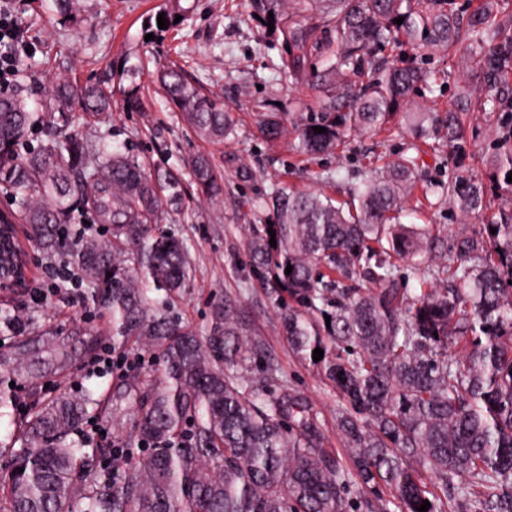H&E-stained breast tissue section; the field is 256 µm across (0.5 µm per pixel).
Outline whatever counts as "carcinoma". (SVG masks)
I'll use <instances>...</instances> for the list:
<instances>
[{
    "label": "carcinoma",
    "instance_id": "cac0c4a2",
    "mask_svg": "<svg viewBox=\"0 0 512 512\" xmlns=\"http://www.w3.org/2000/svg\"><path fill=\"white\" fill-rule=\"evenodd\" d=\"M252 4L273 13L275 34L290 48L272 74L316 93L318 115L298 130V152L339 153L353 134L391 130L396 116L419 139L415 155L368 171L346 201L277 187L264 201L277 222L246 243L253 272L288 296L280 324L293 351L323 350L317 365L339 396L336 425L350 460L321 447L299 399L262 396L279 368L245 336L237 302L224 301L206 336L172 313L193 286L192 267L183 240L155 236L153 226L165 210L182 209L181 178L72 131L74 107L96 119L111 110L112 74L81 87L62 79L46 92L45 140L36 147L26 140L39 121L27 97L0 95V191L18 205L0 211V225L29 224L45 249L67 253L92 304L109 313L112 346L149 351L160 366L146 380L123 378L135 434L122 441L127 454L108 477L96 469L111 449L88 452L90 442L72 438L96 405L93 394L37 403L17 430L22 448L6 512H416L425 500L428 512H512V207L487 214L492 187L512 192V148L487 160L494 180L463 177L448 187L463 214L486 215L477 235L461 239L456 263L434 260L432 227L401 222L428 139L452 148L466 141L468 87L443 111L411 104L418 89L445 78L416 59L457 54L460 17L449 0ZM466 25L483 82L511 75L512 37L503 36L492 4ZM312 57L321 61L315 69ZM157 79L200 137L235 135L224 104L181 69L167 66ZM257 127L269 141L290 134L278 112L261 113ZM191 169L204 195L222 194L209 156H196ZM88 205L112 225V239L67 242L60 225ZM403 268L419 292L401 287ZM344 279L363 287L346 288ZM29 344L48 358L20 371L3 354L0 365L34 387L96 346L76 348L51 331ZM452 345L461 354H449ZM354 482L368 493L359 504L348 498Z\"/></svg>",
    "mask_w": 512,
    "mask_h": 512
}]
</instances>
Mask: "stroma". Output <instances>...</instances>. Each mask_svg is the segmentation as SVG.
Instances as JSON below:
<instances>
[{
    "label": "stroma",
    "instance_id": "1",
    "mask_svg": "<svg viewBox=\"0 0 512 512\" xmlns=\"http://www.w3.org/2000/svg\"><path fill=\"white\" fill-rule=\"evenodd\" d=\"M165 2L77 0L72 17L66 18L57 13L53 0H13L23 32L36 47L21 65V82L30 90L28 108L41 111L47 86L57 77L67 76L81 84L106 71L115 72L111 113L100 123L81 124L80 129L85 138L125 147L138 160L174 169L181 176L185 207L159 225L161 231L176 233L185 242L193 264L194 287L179 303V315L203 334L225 297L237 298L247 336L261 340L280 366V380L268 386V394L276 396L286 389L302 398L317 418L323 447L346 455L336 427V394L313 361L296 355L289 346L278 325V294L252 272L245 240L250 225L273 220L271 210L258 206L272 187L346 196L371 162L385 164L397 158L406 151L411 136L402 128L384 141L376 135H356L344 152L314 157L298 153L289 141L266 142L256 131V104L269 112L285 113L292 125L305 124L312 116L311 91L273 78L266 67L268 59L282 53L280 40L269 33L266 21L256 19L251 0H180L184 21L162 39H147L146 23ZM173 64L190 83L220 99L225 110L236 116L235 139L203 140L166 99L154 74ZM425 66L447 71L448 82L432 92L419 91L415 103L448 108L468 78L462 56H437ZM134 86L142 106L130 112L123 98ZM465 124L467 139L459 148L443 144L424 156L417 186L404 203L406 223L431 225L449 262L457 257L458 241L478 232L482 219L463 215L456 204L437 200L425 190L462 176L486 175V160L498 152L504 133L512 128V108L488 112L472 107ZM201 153L212 156L224 176V192L218 198L198 193L193 182L191 160ZM17 239L27 262L25 282L14 291L0 292V315L19 317L24 330L21 335L0 338V346L21 344L47 325L65 329L75 322L90 330L98 349L111 346L108 317L87 300L85 286L66 283L47 301L34 300V288L48 281V266L67 263L68 258L43 252L28 225H18ZM88 368L84 361L48 375L44 388H24L21 403L0 407V471L10 465V438L24 409L32 408L38 399L92 391L99 404L90 408L89 418L110 429L115 439L131 432L134 409L112 399L116 375L92 374Z\"/></svg>",
    "mask_w": 512,
    "mask_h": 512
}]
</instances>
